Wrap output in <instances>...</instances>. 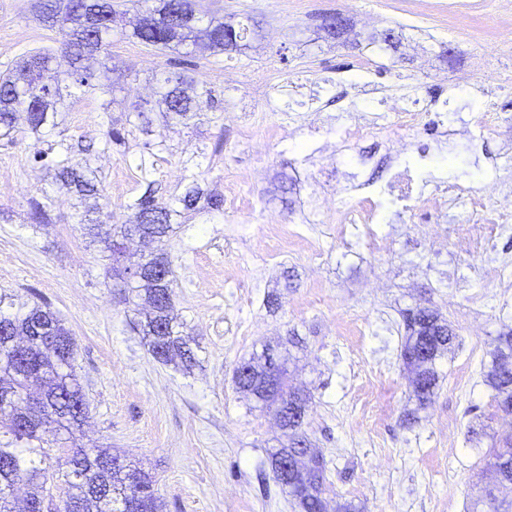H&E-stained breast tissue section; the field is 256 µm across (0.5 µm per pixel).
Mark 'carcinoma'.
Masks as SVG:
<instances>
[{"instance_id":"carcinoma-1","label":"carcinoma","mask_w":512,"mask_h":512,"mask_svg":"<svg viewBox=\"0 0 512 512\" xmlns=\"http://www.w3.org/2000/svg\"><path fill=\"white\" fill-rule=\"evenodd\" d=\"M39 19L61 34L58 52L69 60L65 78L73 83L112 94V86L98 80L84 61L101 55L105 40L112 35L116 10L112 0H35ZM144 23L134 27L132 36L140 42L166 48L193 46L201 41L219 51L239 50L251 34L250 17L234 27L214 18L201 26L192 0H153L145 9ZM56 52V53H58ZM56 53L38 51L0 74V126H15L16 114H26L28 128L39 131L50 122L49 114L65 106L62 78L54 73V84L44 81L52 69ZM193 84L182 76L162 80L163 102L168 116L189 120L201 111V95L190 97L185 86ZM58 190L76 189L84 196L97 194L93 179L69 165L58 162ZM143 228L159 243L171 228V210L161 205L148 189L137 200L129 223L122 224L116 239L107 243L112 262L125 259L120 239ZM165 269V279L153 278L156 266ZM127 300H140L150 306L142 335L149 340V351L160 364L190 366L195 354L189 339L178 330L173 316L174 273L167 254L158 249L124 267L122 272ZM407 336L401 357L415 372L412 392L420 405L431 403L438 385L435 361L451 351L455 335L440 317L429 319L420 308L405 317ZM292 337L265 345L262 354L239 362L234 384L261 409L274 408L283 415L286 443L271 453V470L288 462V479L277 483L288 490L300 512H326V461L312 449L302 431L310 395L288 384L281 375L272 376L271 355L280 350L290 357ZM491 351L487 382L494 391L497 408H512V328L497 336ZM76 344L68 329L47 306H34L23 314L0 310V433L10 440L0 442V512H164V502L149 473L130 465L125 457L100 446H73L64 449L70 469L63 474L64 491L59 500L44 494V484L54 447L44 446L40 435L47 424L70 434L89 418V403L75 375ZM488 463L512 486V433L500 438L485 452ZM29 487L20 500L15 487ZM503 501L491 490L477 498L472 512H501Z\"/></svg>"}]
</instances>
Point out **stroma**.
I'll return each instance as SVG.
<instances>
[{
    "label": "stroma",
    "instance_id": "35a3bbf8",
    "mask_svg": "<svg viewBox=\"0 0 512 512\" xmlns=\"http://www.w3.org/2000/svg\"><path fill=\"white\" fill-rule=\"evenodd\" d=\"M119 14L107 49L114 84L110 114L99 95L73 88L56 126L0 138V296L11 312L47 305L77 345L76 371L90 405L75 444L109 446L157 480L165 512H294L274 482L269 453L285 436L273 412L238 393L233 370L264 344L295 334L288 373L311 395L305 430L326 461L329 505L350 502L363 512H469L483 488L496 484L483 449L501 431L502 412L483 381L495 336L512 327L484 274L492 255L512 256V237L493 253L462 254L458 233L480 238L483 224L458 223L442 213V245L416 229L421 219L385 205V221L336 232L343 203L355 186L326 182L339 207L313 205L314 181H326L325 143L345 126L376 112L353 148L364 178L380 187L396 158L390 140L403 94L438 95L436 76L469 70L473 84L448 104V123L482 110V50L463 33L436 30L431 20L405 21L386 0H195L203 18L252 19L247 49L157 48L132 38L142 8L115 0ZM374 15L345 41L328 37L324 16L350 8ZM394 30L396 47L380 35ZM60 35L30 13V0H0V71L37 49H54ZM366 59L370 80L354 66ZM238 82H224L225 69ZM179 74L208 89L197 117L169 121L157 100L163 78ZM265 88L271 111L247 94ZM143 114L128 146L112 144L107 117L124 120L132 105ZM512 130H484L478 151L458 145L423 165V191L448 181L476 194L498 177L512 182V159L502 152ZM72 163L88 164L99 181L106 214L98 242L79 224L85 204L58 192L54 176L62 146ZM246 207L184 214L188 187L223 193L235 178ZM154 186L172 211L166 245L175 272V313L198 364L190 370L154 360L137 328L141 319L114 288L104 254L116 226ZM49 201L46 223L30 220L37 201ZM458 304L448 307L449 292ZM428 306L457 339L436 362L439 387L417 410L401 357L402 314Z\"/></svg>",
    "mask_w": 512,
    "mask_h": 512
}]
</instances>
